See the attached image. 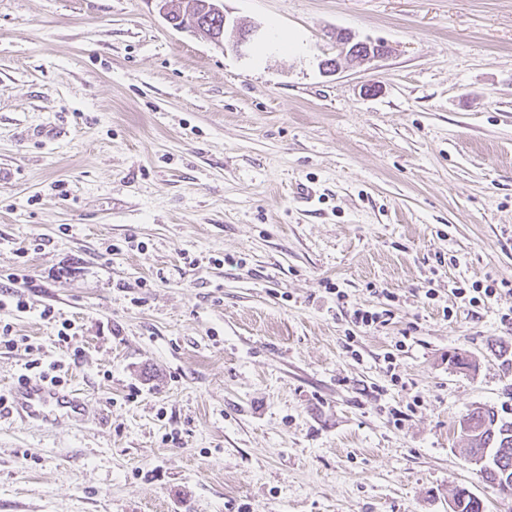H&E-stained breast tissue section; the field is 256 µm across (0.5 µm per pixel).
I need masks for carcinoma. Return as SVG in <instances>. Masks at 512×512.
Returning <instances> with one entry per match:
<instances>
[{
	"mask_svg": "<svg viewBox=\"0 0 512 512\" xmlns=\"http://www.w3.org/2000/svg\"><path fill=\"white\" fill-rule=\"evenodd\" d=\"M460 430L468 441V463L497 493L512 491V422L503 420L493 406L476 407L462 417ZM452 512H485L484 501L457 488Z\"/></svg>",
	"mask_w": 512,
	"mask_h": 512,
	"instance_id": "1",
	"label": "carcinoma"
}]
</instances>
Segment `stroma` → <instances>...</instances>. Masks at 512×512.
Instances as JSON below:
<instances>
[{"label":"stroma","mask_w":512,"mask_h":512,"mask_svg":"<svg viewBox=\"0 0 512 512\" xmlns=\"http://www.w3.org/2000/svg\"><path fill=\"white\" fill-rule=\"evenodd\" d=\"M224 13L242 49L155 0H0V395L39 359L88 404L0 419V512H512L459 429L512 421V294L454 295L512 282V0ZM340 30L392 52L326 71ZM485 282L486 285L484 288H473V291L479 293V297L470 296L467 289L461 287L455 288V295L457 298L461 299V301H467L469 306L479 307L478 304L482 303L485 305V302L498 297L502 292L512 293V283L507 280L498 281L489 276L486 277ZM466 488H456L452 496V512H485L484 501L478 496L465 495Z\"/></svg>","instance_id":"obj_1"}]
</instances>
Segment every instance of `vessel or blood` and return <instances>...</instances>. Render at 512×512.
Segmentation results:
<instances>
[{
	"label": "vessel or blood",
	"instance_id": "vessel-or-blood-1",
	"mask_svg": "<svg viewBox=\"0 0 512 512\" xmlns=\"http://www.w3.org/2000/svg\"><path fill=\"white\" fill-rule=\"evenodd\" d=\"M10 398V415L36 424L72 421L86 411V403L78 392L61 389L39 378L20 380L11 389Z\"/></svg>",
	"mask_w": 512,
	"mask_h": 512
}]
</instances>
